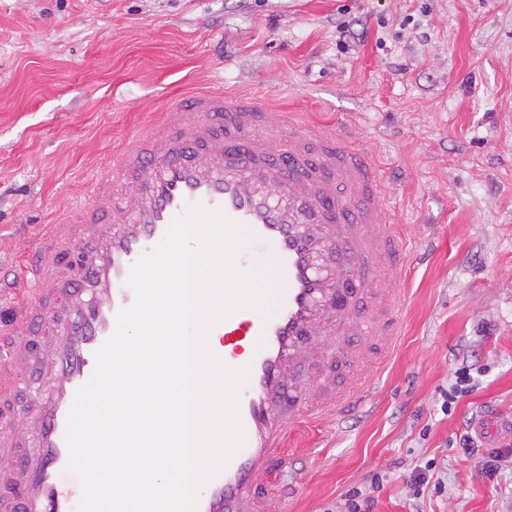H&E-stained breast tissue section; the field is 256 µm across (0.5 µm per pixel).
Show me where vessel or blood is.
I'll return each mask as SVG.
<instances>
[{
    "mask_svg": "<svg viewBox=\"0 0 512 512\" xmlns=\"http://www.w3.org/2000/svg\"><path fill=\"white\" fill-rule=\"evenodd\" d=\"M381 196L382 177L349 129H316L252 94L190 92L129 136L108 166L87 175L76 207L82 235L68 223L44 226L22 287L0 291L18 338L6 367L52 372L47 396L21 404L10 400L15 378L0 377V400L10 401L0 443L12 448L0 471L18 475L23 512H77L82 489L66 442L75 394L117 313L134 302L132 266L193 203L222 209L244 228L249 247L236 265L266 280L277 302L270 317L242 309L212 330L217 356L250 369L239 398L245 441L197 504V512H259L257 491L276 478L292 429L365 401L362 369L384 368L393 353L413 250ZM107 210L117 222L103 231L96 216ZM329 250L335 261L320 263ZM43 294L59 299L63 314L48 315L53 338L32 355L26 321L33 296ZM331 322L365 341L343 352L349 383L331 396L302 392L296 373ZM23 428L34 432L36 454L16 449Z\"/></svg>",
    "mask_w": 512,
    "mask_h": 512,
    "instance_id": "b4317fda",
    "label": "vessel or blood"
}]
</instances>
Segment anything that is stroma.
<instances>
[{"label":"stroma","mask_w":512,"mask_h":512,"mask_svg":"<svg viewBox=\"0 0 512 512\" xmlns=\"http://www.w3.org/2000/svg\"><path fill=\"white\" fill-rule=\"evenodd\" d=\"M252 91L350 126L387 182L411 265L395 352L358 412L295 430L269 512H512L456 446L512 419V0H0V286L42 225L166 104ZM475 388L443 412L458 368Z\"/></svg>","instance_id":"1"}]
</instances>
